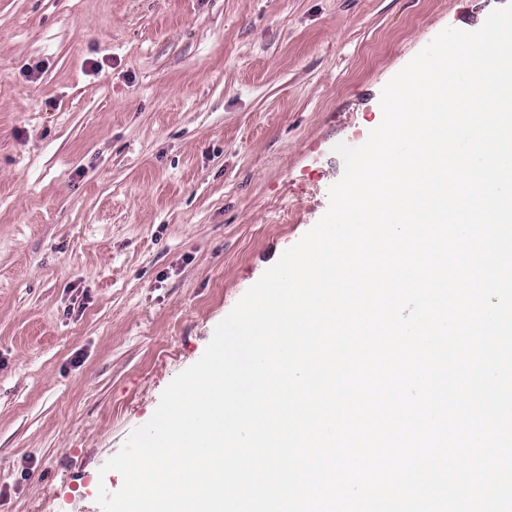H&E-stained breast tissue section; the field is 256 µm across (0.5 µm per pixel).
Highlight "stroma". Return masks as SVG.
I'll return each mask as SVG.
<instances>
[{
	"label": "stroma",
	"instance_id": "1",
	"mask_svg": "<svg viewBox=\"0 0 512 512\" xmlns=\"http://www.w3.org/2000/svg\"><path fill=\"white\" fill-rule=\"evenodd\" d=\"M507 0H0V512L100 467L326 213L390 79Z\"/></svg>",
	"mask_w": 512,
	"mask_h": 512
}]
</instances>
